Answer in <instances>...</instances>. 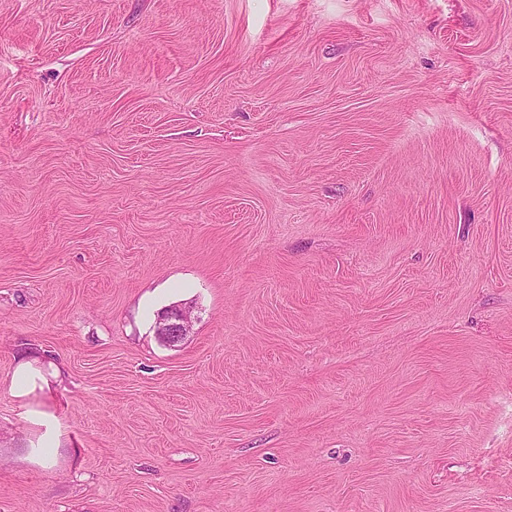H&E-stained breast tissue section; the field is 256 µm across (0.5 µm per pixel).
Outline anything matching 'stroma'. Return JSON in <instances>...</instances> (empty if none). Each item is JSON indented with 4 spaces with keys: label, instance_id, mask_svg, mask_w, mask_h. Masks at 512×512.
Here are the masks:
<instances>
[{
    "label": "stroma",
    "instance_id": "obj_1",
    "mask_svg": "<svg viewBox=\"0 0 512 512\" xmlns=\"http://www.w3.org/2000/svg\"><path fill=\"white\" fill-rule=\"evenodd\" d=\"M0 512H512V0H0ZM192 327L190 306L173 305L161 311L156 320V334L168 346H174L189 336ZM36 363L37 361H25L21 362L17 367L11 381V388L15 395L21 396L29 393V387L25 388V386L27 384L28 378L32 380L35 373H38L41 381L48 385V379L40 374L39 368L34 366Z\"/></svg>",
    "mask_w": 512,
    "mask_h": 512
}]
</instances>
